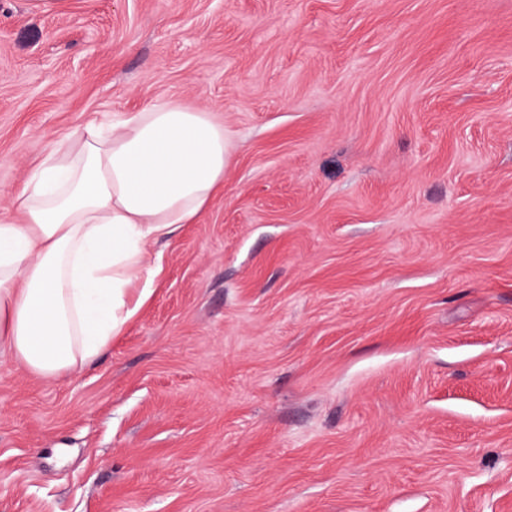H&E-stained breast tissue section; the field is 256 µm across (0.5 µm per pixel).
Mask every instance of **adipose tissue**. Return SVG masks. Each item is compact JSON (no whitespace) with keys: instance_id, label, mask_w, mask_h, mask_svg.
Here are the masks:
<instances>
[{"instance_id":"ef3b65f1","label":"adipose tissue","mask_w":512,"mask_h":512,"mask_svg":"<svg viewBox=\"0 0 512 512\" xmlns=\"http://www.w3.org/2000/svg\"><path fill=\"white\" fill-rule=\"evenodd\" d=\"M227 161L223 125L166 100L58 142L0 220V348L41 376L97 357L153 291L147 244L194 222Z\"/></svg>"}]
</instances>
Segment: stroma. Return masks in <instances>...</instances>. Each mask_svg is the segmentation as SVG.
Masks as SVG:
<instances>
[{
	"instance_id": "35a3bbf8",
	"label": "stroma",
	"mask_w": 512,
	"mask_h": 512,
	"mask_svg": "<svg viewBox=\"0 0 512 512\" xmlns=\"http://www.w3.org/2000/svg\"><path fill=\"white\" fill-rule=\"evenodd\" d=\"M155 98L224 187L60 377L0 512H512V0H0V192Z\"/></svg>"
}]
</instances>
